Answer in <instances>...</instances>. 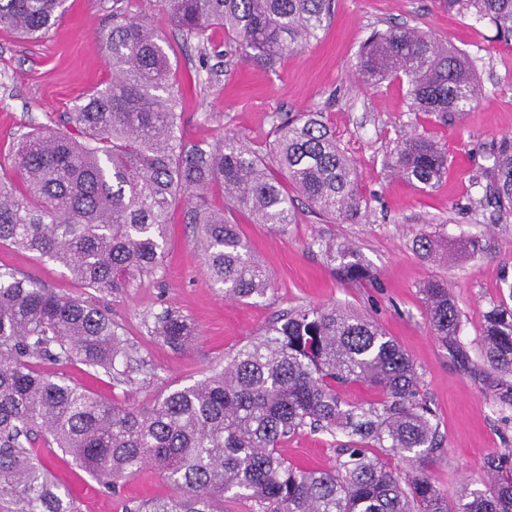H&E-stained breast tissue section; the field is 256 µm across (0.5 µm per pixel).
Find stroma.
Instances as JSON below:
<instances>
[{
	"instance_id": "stroma-1",
	"label": "stroma",
	"mask_w": 512,
	"mask_h": 512,
	"mask_svg": "<svg viewBox=\"0 0 512 512\" xmlns=\"http://www.w3.org/2000/svg\"><path fill=\"white\" fill-rule=\"evenodd\" d=\"M102 2L67 0L59 25L37 41L0 31L1 158L8 157L15 137L28 124L72 111L85 93L107 79ZM143 8L160 30L175 69L185 142L204 146L234 132L264 154L279 117L310 109L322 112L357 165L368 208L357 223L334 224L300 203L283 231L232 212L242 237L271 277L267 295L249 304L224 298L204 262L195 226L178 217L169 229L162 267L137 276L117 294H90L58 263L0 245V267L60 294L94 296L109 308L156 378L129 390L110 385L107 377L92 375L78 363L49 364L46 372L63 374L117 405L147 407L164 388L193 384L224 366L227 357L277 314L342 305L374 319L414 363L420 397L438 425L439 449L427 469L435 486L450 495L464 484L483 488L491 460L512 456V404L505 403L497 374L478 359L483 315L512 291V219H498L493 208L478 204L487 157L503 136L512 135V42L496 40L493 27L445 11L437 0H335V13L319 40L275 67L226 50L227 36L220 29L210 37L223 53L203 63L196 46H184L179 31L151 0ZM402 24L429 31L474 60L483 91L474 109L444 122L410 111L405 80L375 88L360 84L356 62L361 44L373 30ZM414 130L448 150L447 174L424 189L400 180L384 165L397 142ZM419 232L447 245V262L415 251L413 238ZM470 237L483 239L489 252L475 257L459 252L460 242ZM327 243L352 248L375 272V284L340 281L324 253ZM433 280L447 282L461 312L466 358L452 356L431 333L420 290ZM166 307L195 324L198 338L190 350L175 352L147 335L144 316ZM280 452L294 464L319 469L335 466L338 456L329 435L307 430L284 442ZM52 470L73 490L80 512H123L126 499L174 492L151 468L115 495L100 490L68 458H53Z\"/></svg>"
}]
</instances>
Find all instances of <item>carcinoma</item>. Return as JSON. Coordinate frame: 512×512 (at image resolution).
<instances>
[{
  "mask_svg": "<svg viewBox=\"0 0 512 512\" xmlns=\"http://www.w3.org/2000/svg\"><path fill=\"white\" fill-rule=\"evenodd\" d=\"M66 0H0V29L31 38L52 30ZM448 11L491 25L512 40V0H439ZM183 40L208 48L207 32L224 30L245 59L274 66L319 39L334 0H156ZM111 0L105 37L109 77L74 111L29 128L9 154L12 176H0V244L54 261L95 292L120 293L162 264L170 214L197 228L199 246L224 297L262 298L269 274L224 209L256 224L285 228L295 199L338 224L359 221L367 201L354 161L322 121L297 112L279 121L261 156L234 135L208 148L177 135L182 113L174 71L157 27ZM361 82L376 87L406 78L410 111L441 120L469 111L481 94L474 63L427 32L395 25L373 32L357 56ZM401 180L426 187L448 171V152L417 132L385 159ZM286 178L283 186L273 174ZM479 203L498 219L512 216V137H504L482 170ZM296 193L291 198L288 190ZM221 195L225 207L213 203ZM415 249L436 260L448 251L425 233ZM338 276L369 282L359 261ZM433 335L459 354L462 320L448 284L420 289ZM512 285L484 314L479 359L512 376ZM147 334L175 351L190 348L194 323L170 309L144 317ZM78 362L115 386L140 387L152 372L112 315L80 296L59 294L0 268V512H79L46 457L71 459L110 492L150 467L174 488L167 498L126 512H224V495L248 512H512V460L498 459L485 489L464 485L453 501L426 475L437 449L432 412L419 400L411 359L373 319L341 306L301 307L278 315L224 367L181 388H166L149 409L118 406L85 386L47 373L41 364ZM378 398L346 402L344 385ZM309 429L342 436L330 470L293 465L282 442ZM402 458L387 467L370 449Z\"/></svg>",
  "mask_w": 512,
  "mask_h": 512,
  "instance_id": "cac0c4a2",
  "label": "carcinoma"
}]
</instances>
